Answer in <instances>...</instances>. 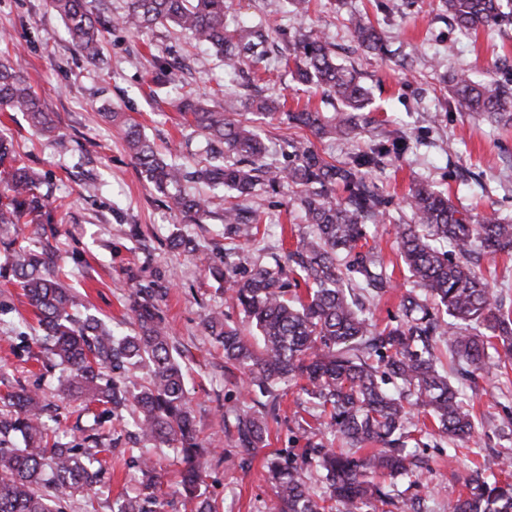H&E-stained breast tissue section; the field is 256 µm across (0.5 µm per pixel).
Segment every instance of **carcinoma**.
<instances>
[{
	"mask_svg": "<svg viewBox=\"0 0 512 512\" xmlns=\"http://www.w3.org/2000/svg\"><path fill=\"white\" fill-rule=\"evenodd\" d=\"M284 13L303 20L309 0H282ZM63 19L75 49L88 61L100 54L102 23L88 9V0H49ZM441 8L465 32L512 27V0H440ZM226 0H129L121 22L136 33L158 25H173L196 45L214 51L224 69L259 79L267 69L259 47L273 40L277 54L295 66L303 86L321 91L335 104L323 115L305 107L288 117L319 139L357 137L370 103L368 89L356 73L336 64L322 37L302 28L261 26L230 30L224 23ZM357 45L385 54L382 33L363 16L349 19ZM179 66H155L158 86L176 79ZM449 104L497 126H512V78L480 83L464 73L448 76ZM286 101L278 97L226 98L211 105L195 95L179 103L183 120L195 127L217 153L188 169L166 161L140 131L110 112L121 124L132 158L155 190L166 196L188 224L210 216L209 202L184 190L185 183L204 184L233 193L224 207V234L254 238L258 215L250 206L263 186L286 188L312 233L302 238L284 260L247 267L224 258L208 267L211 278L227 284L226 301L242 308L251 320L250 340L222 313L206 314L204 324L224 348V358L247 379L249 388L267 398L269 412L277 409L279 387L301 380L300 391L326 417V441L308 439L295 453H279L267 462L275 497L274 512H390L395 494L376 477L406 478L418 483L423 462L407 451L411 442L430 435L419 425L413 408L429 409L439 432L464 441L474 432V414L448 376L437 368L436 343L445 345L452 362L475 381L478 375L512 366V305L482 276L475 251L494 256L512 250V222L495 214L463 212L448 196L419 182L411 187L407 207L410 222L398 225L400 257L418 290L401 297L395 323L378 327L358 309L353 291L360 288L379 297L394 288L377 247L368 245L384 215L385 200L368 182V175L390 154L407 147L401 135L387 139L350 161L336 164L312 146L292 142L291 160L271 167V146L257 126L234 118L240 112L269 117ZM0 107L24 113L42 134L55 130L47 112L17 62H0ZM0 230L13 257L12 272L35 307L46 331L39 344L52 367L61 369L63 395L84 406L100 403L116 414L131 406L132 423L141 440L174 444L185 467L176 493L196 502V512H216L201 492L205 457L210 449L199 438L189 409L185 370L173 355L167 327L155 304L162 289L141 288L131 310L137 332L123 334L86 312L72 289L49 268L50 244L41 228L52 223L42 179L16 164L11 142L0 138ZM303 279L307 295L288 296V274ZM497 353L490 361L488 350ZM149 368L144 383L132 371ZM235 430L241 451L264 447L267 414L235 410ZM21 436L23 447H7ZM96 447L81 448L60 441L57 429L43 416L39 395L22 387L4 398L0 410V512H62L58 505L91 490L103 474ZM138 493L115 501L113 512H162L156 465L139 464ZM488 466L466 479L465 491L448 501V512H512V481L488 478ZM319 474L325 487L312 490L308 475Z\"/></svg>",
	"mask_w": 512,
	"mask_h": 512,
	"instance_id": "carcinoma-1",
	"label": "carcinoma"
}]
</instances>
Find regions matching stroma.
I'll return each instance as SVG.
<instances>
[{"label": "stroma", "mask_w": 512, "mask_h": 512, "mask_svg": "<svg viewBox=\"0 0 512 512\" xmlns=\"http://www.w3.org/2000/svg\"><path fill=\"white\" fill-rule=\"evenodd\" d=\"M437 3L418 0L416 6L388 15L376 8L375 0H312L308 30L334 43L337 63L355 68L371 95L372 129L359 143L315 140L309 130L295 127L288 111L308 105L327 114L331 107L320 95L308 94L291 69L275 67L262 85L263 94L288 100L287 112L259 123L263 137L274 143L309 138L325 158L346 162L358 149L385 141L389 131L401 130L407 138L404 154L387 156L370 174L389 199L378 225V242L396 283L395 290L377 298L367 311L380 326L398 316L401 295L415 287L395 246L398 225L410 218L406 196L414 183L447 193L457 208L512 218V127L454 111L440 81L452 71L478 81L506 77V70L496 64H512V30L461 32L450 19L440 17ZM92 6L109 22L93 63L73 47L48 0H0V59H19L57 124L56 132L44 137L22 113L0 109V134L12 142L20 164L44 175L41 190L50 202L63 204L64 220L46 225L45 231L61 243L58 266L63 283L84 299L89 312L130 332L135 328L130 310L135 289H162L158 307L186 368L195 425L200 439L213 446L203 485L207 498L220 512H273L266 461L278 451L303 447V425L313 421L316 411L299 402L296 388H287L277 415L268 420L265 447L250 455L238 452L233 410L252 405L254 396L240 372L226 369L222 346L203 326L205 315L219 308L243 332L251 330L239 309L226 306L223 286L208 274L210 265L224 259L222 194L193 186V193L209 200L213 216L203 224L183 223L141 174L123 132L103 118L121 109L165 159L190 164L203 153L205 142L193 127L182 124L179 100L190 87L200 93L219 87L239 95L241 81L225 73L221 58L194 46L175 28L158 26L135 36L121 23L128 0H93ZM352 14L368 16L382 31L388 57L355 47L346 28ZM256 22L298 26L284 14L281 0H232L228 27ZM173 60L184 65L182 81L155 85L151 73L157 62ZM255 205L262 215V232L256 240L240 242L236 255L248 266L273 263L307 232L287 192L260 193ZM178 233L194 239L198 250L175 248ZM42 334L33 307L12 276L9 254L0 247V398L21 386L36 390L63 441L82 446L89 436L102 437L101 481L93 496L69 499L64 512H112L118 496L139 488L133 459L140 455L156 464L166 512H191L190 505L174 495L181 463L171 446L134 443L129 416L99 425L93 413L75 411L58 391V371L43 369L39 347L21 343L22 338ZM478 385L476 393L468 384L459 387L461 398L473 402L483 420L467 443L468 453H454L446 435L426 438L419 450L426 462L420 482L412 487L398 481L400 495L393 512H407L405 504L415 496L423 498L427 512H448L449 500L457 497L480 457L493 460L495 475L512 465V374L498 380L483 377Z\"/></svg>", "instance_id": "stroma-1"}]
</instances>
